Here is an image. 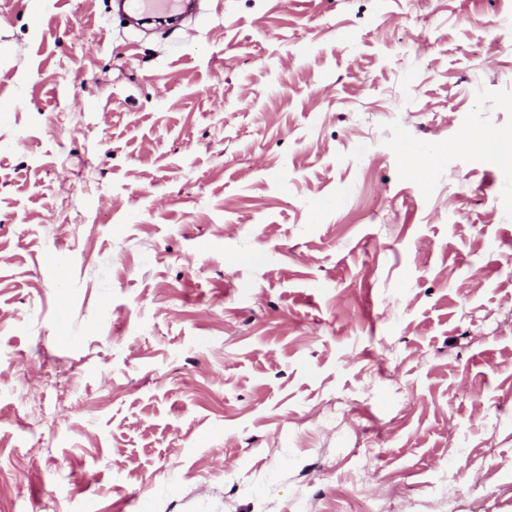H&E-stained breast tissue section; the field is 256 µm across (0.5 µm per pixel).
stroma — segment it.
I'll list each match as a JSON object with an SVG mask.
<instances>
[{"instance_id":"35a3bbf8","label":"stroma","mask_w":512,"mask_h":512,"mask_svg":"<svg viewBox=\"0 0 512 512\" xmlns=\"http://www.w3.org/2000/svg\"><path fill=\"white\" fill-rule=\"evenodd\" d=\"M201 5L0 0V512H512V0ZM123 2L134 15L173 14L186 7L184 0H125ZM468 142H481L490 151L497 152L507 163H512V135L467 133Z\"/></svg>"}]
</instances>
